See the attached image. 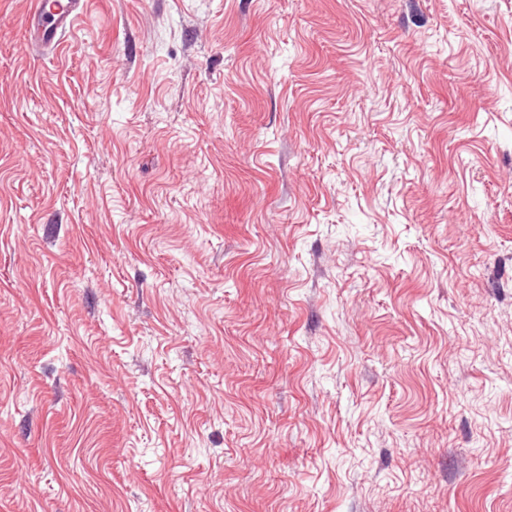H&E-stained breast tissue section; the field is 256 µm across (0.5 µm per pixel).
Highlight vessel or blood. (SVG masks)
<instances>
[{"label": "vessel or blood", "instance_id": "obj_1", "mask_svg": "<svg viewBox=\"0 0 512 512\" xmlns=\"http://www.w3.org/2000/svg\"><path fill=\"white\" fill-rule=\"evenodd\" d=\"M86 5L87 0H33L24 19L29 47L59 45Z\"/></svg>", "mask_w": 512, "mask_h": 512}]
</instances>
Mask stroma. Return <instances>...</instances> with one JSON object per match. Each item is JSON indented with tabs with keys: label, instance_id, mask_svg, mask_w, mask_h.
Wrapping results in <instances>:
<instances>
[{
	"label": "stroma",
	"instance_id": "obj_1",
	"mask_svg": "<svg viewBox=\"0 0 512 512\" xmlns=\"http://www.w3.org/2000/svg\"><path fill=\"white\" fill-rule=\"evenodd\" d=\"M0 0V512H512V0ZM87 0H34L24 19L30 48L56 46L86 10Z\"/></svg>",
	"mask_w": 512,
	"mask_h": 512
}]
</instances>
